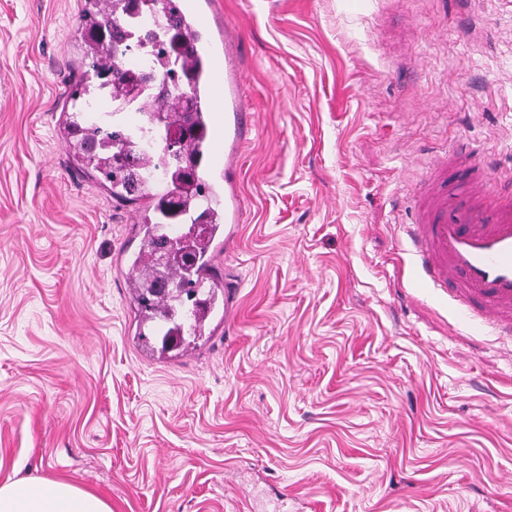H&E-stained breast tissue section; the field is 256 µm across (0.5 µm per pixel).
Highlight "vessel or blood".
<instances>
[{
  "mask_svg": "<svg viewBox=\"0 0 512 512\" xmlns=\"http://www.w3.org/2000/svg\"><path fill=\"white\" fill-rule=\"evenodd\" d=\"M227 84L213 98L216 122L212 146L215 170L223 172L222 143L239 145L246 124L241 81L232 58H225ZM466 152L456 146L437 157L422 174L420 194L410 223L413 267L434 286L451 287L462 313L501 335H512V192L493 191L489 180L448 184V168ZM243 216L237 193L224 200L228 238H236Z\"/></svg>",
  "mask_w": 512,
  "mask_h": 512,
  "instance_id": "vessel-or-blood-1",
  "label": "vessel or blood"
}]
</instances>
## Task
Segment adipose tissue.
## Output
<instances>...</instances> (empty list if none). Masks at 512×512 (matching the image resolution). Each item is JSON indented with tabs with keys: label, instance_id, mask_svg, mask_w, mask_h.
Returning <instances> with one entry per match:
<instances>
[{
	"label": "adipose tissue",
	"instance_id": "ef3b65f1",
	"mask_svg": "<svg viewBox=\"0 0 512 512\" xmlns=\"http://www.w3.org/2000/svg\"><path fill=\"white\" fill-rule=\"evenodd\" d=\"M0 512H112L110 503L67 481L28 479L0 484Z\"/></svg>",
	"mask_w": 512,
	"mask_h": 512
}]
</instances>
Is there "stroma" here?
I'll return each mask as SVG.
<instances>
[{"label":"stroma","mask_w":512,"mask_h":512,"mask_svg":"<svg viewBox=\"0 0 512 512\" xmlns=\"http://www.w3.org/2000/svg\"><path fill=\"white\" fill-rule=\"evenodd\" d=\"M237 32L241 232L189 347L141 336L145 197L69 155L89 0H0V482L112 512H512V341L411 273L448 143L512 163V0H200Z\"/></svg>","instance_id":"stroma-1"}]
</instances>
